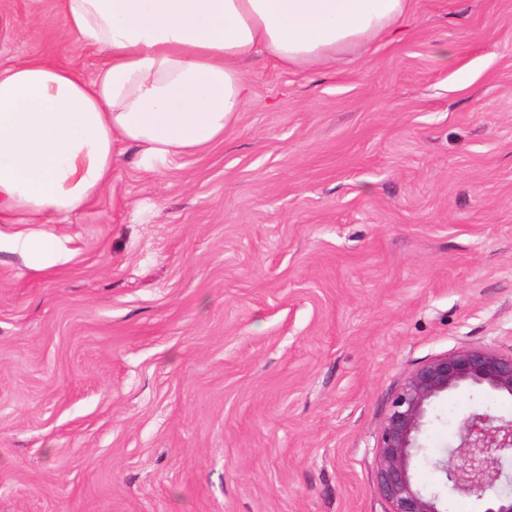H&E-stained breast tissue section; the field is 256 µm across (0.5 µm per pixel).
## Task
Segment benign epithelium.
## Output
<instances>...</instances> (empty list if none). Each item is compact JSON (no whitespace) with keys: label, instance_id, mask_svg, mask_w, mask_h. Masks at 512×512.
Returning a JSON list of instances; mask_svg holds the SVG:
<instances>
[{"label":"benign epithelium","instance_id":"obj_1","mask_svg":"<svg viewBox=\"0 0 512 512\" xmlns=\"http://www.w3.org/2000/svg\"><path fill=\"white\" fill-rule=\"evenodd\" d=\"M471 387L512 397V354L462 346L414 368L394 395L377 436L376 482L388 512H450V497L477 495L479 512H512V489L484 498L496 488L502 460H512V420L472 413L459 426L456 447L434 462L444 482L416 484L410 462L427 410L440 395Z\"/></svg>","mask_w":512,"mask_h":512}]
</instances>
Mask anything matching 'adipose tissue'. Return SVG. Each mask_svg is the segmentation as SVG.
<instances>
[{"label":"adipose tissue","mask_w":512,"mask_h":512,"mask_svg":"<svg viewBox=\"0 0 512 512\" xmlns=\"http://www.w3.org/2000/svg\"><path fill=\"white\" fill-rule=\"evenodd\" d=\"M410 0H62V35L104 51L92 79L48 58L0 67V224L83 209L125 144L149 161L223 142L249 99L243 66L288 70L374 45Z\"/></svg>","instance_id":"ef3b65f1"}]
</instances>
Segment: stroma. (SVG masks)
I'll return each mask as SVG.
<instances>
[{"mask_svg": "<svg viewBox=\"0 0 512 512\" xmlns=\"http://www.w3.org/2000/svg\"><path fill=\"white\" fill-rule=\"evenodd\" d=\"M62 0H0V63L48 57ZM470 82L460 86V73ZM222 143L47 225L0 226V512H388L376 436L406 375L512 353V0H411L395 40L246 70ZM439 397L412 468L468 415Z\"/></svg>", "mask_w": 512, "mask_h": 512, "instance_id": "35a3bbf8", "label": "stroma"}]
</instances>
